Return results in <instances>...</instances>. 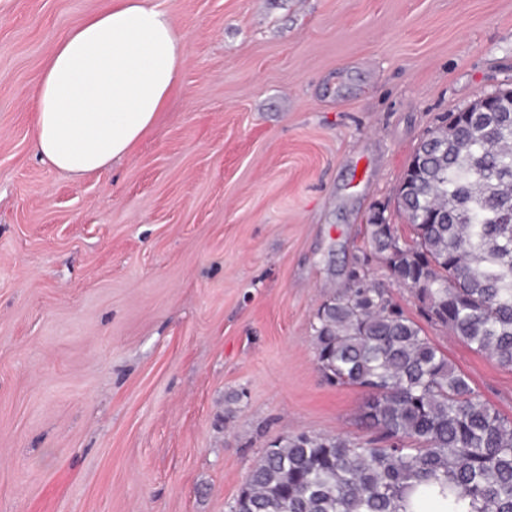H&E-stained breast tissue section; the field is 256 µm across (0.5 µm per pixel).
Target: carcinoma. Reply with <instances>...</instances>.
Returning a JSON list of instances; mask_svg holds the SVG:
<instances>
[{"mask_svg":"<svg viewBox=\"0 0 512 512\" xmlns=\"http://www.w3.org/2000/svg\"><path fill=\"white\" fill-rule=\"evenodd\" d=\"M504 106L446 116L420 141L396 196L409 239L368 218L369 250L318 310V370L364 393L359 417L377 437H281L231 512H406L438 478L472 512H512V418L368 275L375 256L429 322L512 368V96Z\"/></svg>","mask_w":512,"mask_h":512,"instance_id":"carcinoma-1","label":"carcinoma"}]
</instances>
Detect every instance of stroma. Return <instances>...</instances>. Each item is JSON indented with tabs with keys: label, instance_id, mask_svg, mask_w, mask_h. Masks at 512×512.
Here are the masks:
<instances>
[{
	"label": "stroma",
	"instance_id": "1",
	"mask_svg": "<svg viewBox=\"0 0 512 512\" xmlns=\"http://www.w3.org/2000/svg\"><path fill=\"white\" fill-rule=\"evenodd\" d=\"M180 88L75 177L28 96L109 0H0V512H230L280 437L371 432L312 325L441 116L512 87V0H156ZM371 279L512 417V369Z\"/></svg>",
	"mask_w": 512,
	"mask_h": 512
}]
</instances>
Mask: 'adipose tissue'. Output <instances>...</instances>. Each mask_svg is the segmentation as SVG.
Instances as JSON below:
<instances>
[{"label": "adipose tissue", "mask_w": 512, "mask_h": 512, "mask_svg": "<svg viewBox=\"0 0 512 512\" xmlns=\"http://www.w3.org/2000/svg\"><path fill=\"white\" fill-rule=\"evenodd\" d=\"M185 48L153 0H112L56 43L31 94L34 145L81 176L129 156L178 87Z\"/></svg>", "instance_id": "1"}]
</instances>
